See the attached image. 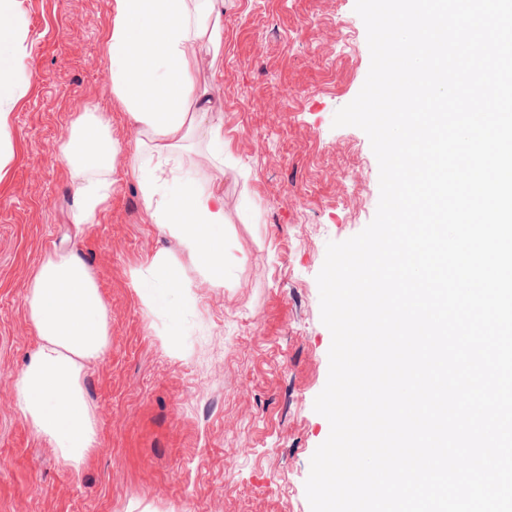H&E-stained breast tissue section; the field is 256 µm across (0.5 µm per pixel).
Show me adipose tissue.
I'll use <instances>...</instances> for the list:
<instances>
[{
	"label": "adipose tissue",
	"mask_w": 512,
	"mask_h": 512,
	"mask_svg": "<svg viewBox=\"0 0 512 512\" xmlns=\"http://www.w3.org/2000/svg\"><path fill=\"white\" fill-rule=\"evenodd\" d=\"M106 33L112 94L138 133L133 150L122 152L106 123L84 113L57 155L72 171L77 197L74 221L92 223L108 202L118 154L141 187L151 223L188 248L210 284L224 281V191L189 176L166 181L164 168L189 138L196 118L211 102L194 90L193 74L204 57L224 44V0H113ZM6 0H0V173L12 159L9 108L24 48L8 36ZM135 286L150 312L165 314L179 329L185 271L170 253H157L134 272ZM29 319L40 343L22 369L16 398L35 433L81 473L96 441V421L84 391L86 363L109 346L107 308L95 278L76 253L43 259L26 297Z\"/></svg>",
	"instance_id": "adipose-tissue-1"
}]
</instances>
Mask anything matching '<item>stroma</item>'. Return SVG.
Listing matches in <instances>:
<instances>
[{"mask_svg":"<svg viewBox=\"0 0 512 512\" xmlns=\"http://www.w3.org/2000/svg\"><path fill=\"white\" fill-rule=\"evenodd\" d=\"M113 0H16L26 49L10 109L13 156L0 177V512H311L305 482L329 436L314 410L331 333L316 277L326 247L360 233L379 202L368 136L333 124L368 74L355 0H224V48L194 74L216 109L187 142L204 153L224 124V283L151 224L139 185L116 160L94 223L74 224L75 180L57 146L92 112L122 149L137 137L112 96L104 33ZM75 252L106 302L110 344L84 369L97 444L80 476L23 418L19 374L39 338L29 281ZM183 265L186 350L164 342L131 279L158 252Z\"/></svg>","mask_w":512,"mask_h":512,"instance_id":"obj_1","label":"stroma"}]
</instances>
